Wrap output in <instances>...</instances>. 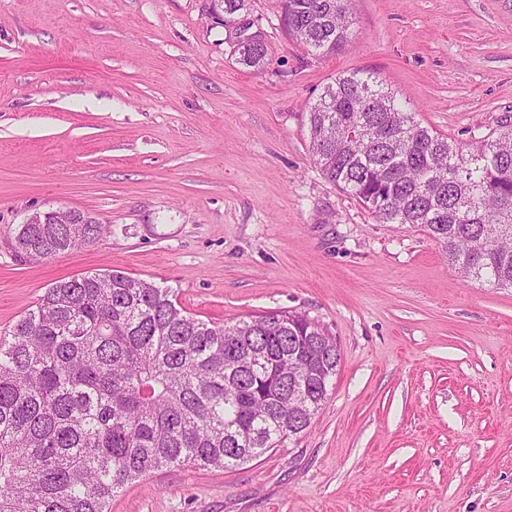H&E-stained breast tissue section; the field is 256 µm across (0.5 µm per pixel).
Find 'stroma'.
Masks as SVG:
<instances>
[{"label":"stroma","instance_id":"1","mask_svg":"<svg viewBox=\"0 0 512 512\" xmlns=\"http://www.w3.org/2000/svg\"><path fill=\"white\" fill-rule=\"evenodd\" d=\"M321 57L280 0L237 62L212 0H0V337L54 282L119 270L215 322L297 310L341 359L306 430L220 470L152 474L111 512H512V288L463 281L423 228L379 223L326 180L303 114L373 73L464 145L512 127V0H351ZM74 209L95 242L41 261L13 243ZM255 36L256 35H246L245 37H251L254 40L246 45L237 43L239 53L238 62L248 68L259 69L265 64L268 55V47L263 39L259 38V40H255Z\"/></svg>","mask_w":512,"mask_h":512}]
</instances>
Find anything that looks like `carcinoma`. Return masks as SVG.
Instances as JSON below:
<instances>
[{"instance_id":"carcinoma-1","label":"carcinoma","mask_w":512,"mask_h":512,"mask_svg":"<svg viewBox=\"0 0 512 512\" xmlns=\"http://www.w3.org/2000/svg\"><path fill=\"white\" fill-rule=\"evenodd\" d=\"M350 4L284 0L288 34L335 53ZM238 53L259 69L268 47ZM306 122L324 177L380 223L420 226L462 277L512 288V129L464 149L364 71L324 86ZM102 232L23 224L15 250L50 257ZM335 374L336 343L306 314L221 324L118 270L58 281L0 340V512H110L156 471L247 463L306 429Z\"/></svg>"}]
</instances>
